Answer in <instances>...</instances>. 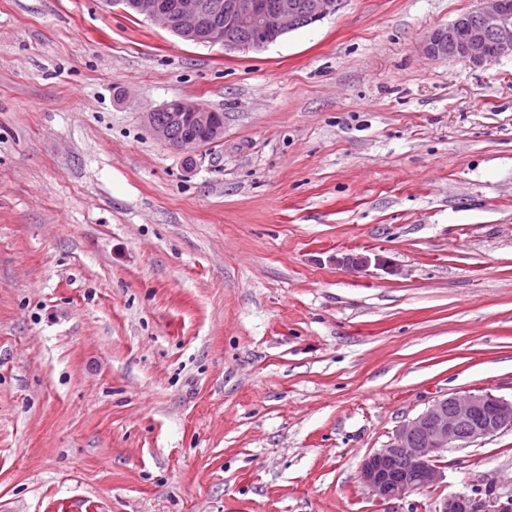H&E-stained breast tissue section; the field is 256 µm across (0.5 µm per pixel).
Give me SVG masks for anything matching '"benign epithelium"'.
I'll return each mask as SVG.
<instances>
[{"instance_id": "7a95c632", "label": "benign epithelium", "mask_w": 512, "mask_h": 512, "mask_svg": "<svg viewBox=\"0 0 512 512\" xmlns=\"http://www.w3.org/2000/svg\"><path fill=\"white\" fill-rule=\"evenodd\" d=\"M132 16L143 15L178 37L196 44L226 50L260 49L290 30L316 23L337 10L340 0H120ZM430 59L448 58L483 66L503 57L512 58V13L504 0H477V6L444 27L430 31L421 43ZM162 124L146 116L154 139L176 153L190 155L224 140V113L188 104L177 108L163 104ZM190 126L202 136H175L177 127ZM338 262L357 271L371 265L391 269L378 254L347 255ZM512 430V400L489 393L451 394L437 399L415 418L394 430L385 447L367 455L360 480L381 503L437 488L445 474L441 458L503 431ZM409 472L393 469L396 461ZM430 512H512L505 502L482 500L457 493L434 500Z\"/></svg>"}]
</instances>
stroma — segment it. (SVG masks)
Instances as JSON below:
<instances>
[{
	"instance_id": "35a3bbf8",
	"label": "stroma",
	"mask_w": 512,
	"mask_h": 512,
	"mask_svg": "<svg viewBox=\"0 0 512 512\" xmlns=\"http://www.w3.org/2000/svg\"><path fill=\"white\" fill-rule=\"evenodd\" d=\"M476 5L229 51L0 0V512H429L359 467L435 400L512 399V58L420 50ZM172 100L224 114L191 164L144 122ZM442 463L512 498V431Z\"/></svg>"
}]
</instances>
